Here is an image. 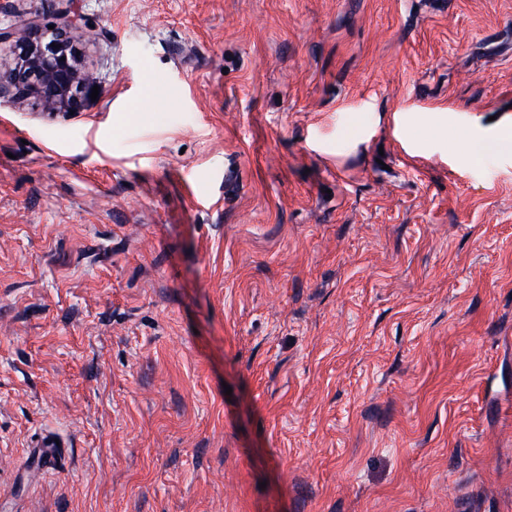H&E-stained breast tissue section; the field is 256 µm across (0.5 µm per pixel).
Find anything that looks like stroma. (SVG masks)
I'll list each match as a JSON object with an SVG mask.
<instances>
[{
  "label": "stroma",
  "instance_id": "35a3bbf8",
  "mask_svg": "<svg viewBox=\"0 0 512 512\" xmlns=\"http://www.w3.org/2000/svg\"><path fill=\"white\" fill-rule=\"evenodd\" d=\"M74 4L97 99L0 95V512H512V0Z\"/></svg>",
  "mask_w": 512,
  "mask_h": 512
}]
</instances>
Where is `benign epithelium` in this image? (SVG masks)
<instances>
[{"instance_id":"obj_1","label":"benign epithelium","mask_w":512,"mask_h":512,"mask_svg":"<svg viewBox=\"0 0 512 512\" xmlns=\"http://www.w3.org/2000/svg\"><path fill=\"white\" fill-rule=\"evenodd\" d=\"M60 19L52 29L31 25L0 29V43H12L21 57L19 66L0 71V94L8 89L18 100L34 96L44 111L60 112L77 109L98 84L95 74L79 65L77 51L83 44L94 43L100 32L78 24L67 8Z\"/></svg>"}]
</instances>
